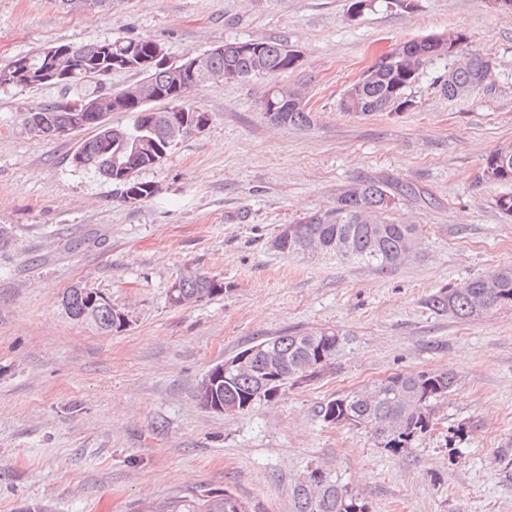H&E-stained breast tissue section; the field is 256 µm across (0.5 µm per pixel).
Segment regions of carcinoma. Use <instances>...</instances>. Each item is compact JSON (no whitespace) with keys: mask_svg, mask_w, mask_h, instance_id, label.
<instances>
[{"mask_svg":"<svg viewBox=\"0 0 512 512\" xmlns=\"http://www.w3.org/2000/svg\"><path fill=\"white\" fill-rule=\"evenodd\" d=\"M254 51H241V41L236 40L218 46L210 51L206 68L192 75H185L174 84L171 68L159 63L141 65V59L152 57L158 43L148 38H103L80 46L63 45L66 54L50 60L42 51L18 56L0 66V88L22 87L36 88L45 85V72L48 68L60 67L68 71L65 79L57 82L63 90L61 99L38 104L23 113L22 120L34 112L46 119V125L40 136L51 138L49 131L57 124L80 122L81 118L69 108V104L88 95L103 99V106L109 112H132L135 120L126 129L130 140L146 139L153 144L148 155H132L127 145L117 142L108 132L101 130L82 141L77 149L84 157L83 168L90 169L98 175L122 187V190H137L144 200L153 197L149 190L150 183L138 179L139 171L156 167L163 162L168 152L175 146L168 136L169 119L178 113L193 116L199 107L190 103L191 96L205 83L224 78V72L232 69L237 72L239 81H248L254 77L275 79L295 70L293 50L276 40H249ZM383 66L376 78L365 84L360 92L363 104L351 110L345 101H339L342 112L358 116H371L379 112L391 114L390 108L402 97L413 100L411 88L424 67L436 60L451 61L452 77L441 84V91L448 98L457 97L462 87L471 89L495 88L496 62L469 46V37L463 34H448L443 40L430 41L424 37L409 40L393 48L382 56ZM114 72H136L143 75L142 82L160 92H169L177 88L176 94L165 99L166 107L152 109L148 100L129 102L124 99V91H112L108 80ZM280 104L275 125H288L304 128L310 126L312 119L303 108L284 102L281 94L273 95ZM124 156L131 175L129 179L119 178L118 173L109 167L107 160L115 154ZM483 167L499 172L502 184H512V158L507 165L499 160V150L490 151ZM359 194L348 191L336 196V204L325 210H318L307 216V220L298 227L299 236L322 245L321 254L337 256L347 262L370 266L380 272H388L402 264L401 254L411 238L418 232L415 224H394L386 221V209L382 205L383 195L390 192L387 183L380 180H364L358 183ZM366 215V220L358 222L359 214ZM348 238L353 244L349 256H338L331 243L339 238ZM224 291V282L213 276L193 272L182 278L179 294L197 302ZM426 305L438 312L448 313L460 320L467 321L475 307H483L491 312L512 309V268L505 267L484 276L470 279L458 287L450 285L431 297ZM93 322L101 329L118 330L124 322L113 316L110 310L103 309L93 316ZM279 348L285 384L294 385L300 378L301 368L311 360L313 348L322 347L326 359L321 364V371L306 378L312 382L325 374L335 365L336 359L350 344L348 334L337 330L317 331V337L310 339V334L289 331L281 336L269 338ZM266 367L261 356L254 358L252 367L242 373L227 376L224 379V397L253 398L252 405L262 402L271 403L275 398L259 394L260 380ZM455 376L448 371L421 370L417 372L391 375L372 387L376 401L368 404L358 398L356 392L327 399L319 405L318 414L327 420L330 412H346L354 420L366 416L375 417L376 423L371 427L372 435L385 430L386 421L391 415H401L406 419L408 428L422 432L424 425L421 418L415 416L411 398L428 387H436L440 392L424 404V413L434 416L436 401L447 395L454 386ZM309 481H299L294 488L295 512H349L348 505L359 499L347 486L331 478L320 468L307 471ZM149 512H251L244 501L229 493L224 497L207 495L189 503L174 501L149 508Z\"/></svg>","mask_w":512,"mask_h":512,"instance_id":"obj_1","label":"carcinoma"}]
</instances>
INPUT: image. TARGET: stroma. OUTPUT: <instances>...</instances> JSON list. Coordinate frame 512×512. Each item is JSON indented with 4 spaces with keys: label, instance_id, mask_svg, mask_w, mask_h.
Listing matches in <instances>:
<instances>
[{
    "label": "stroma",
    "instance_id": "35a3bbf8",
    "mask_svg": "<svg viewBox=\"0 0 512 512\" xmlns=\"http://www.w3.org/2000/svg\"><path fill=\"white\" fill-rule=\"evenodd\" d=\"M348 0H112L66 13L55 0H0V63L44 45L150 38L173 60L234 40L276 39L300 66L278 77L312 123L277 126L260 102L271 82L218 81L191 101L209 114L139 180L120 188L71 156L88 131L49 140L22 114L60 87L0 88V512H142L230 492L253 512H294V487L320 468L370 512H512V310L462 321L431 311L446 285L512 267V222L494 205L512 185L479 181L490 151L512 145V14L485 0H419L347 20ZM461 32L497 63L496 88L448 99L438 60L411 89L415 107L339 110L371 59L394 44ZM379 179L424 191L390 221L422 229L420 255L381 273L270 246L280 225ZM194 269L222 294L168 302ZM104 293L126 316L102 331L69 318L64 292ZM334 328L352 342L335 368L272 404L227 415L196 389L256 341ZM449 370L456 382L433 428L392 454L366 430L324 423L321 402L397 373Z\"/></svg>",
    "mask_w": 512,
    "mask_h": 512
}]
</instances>
